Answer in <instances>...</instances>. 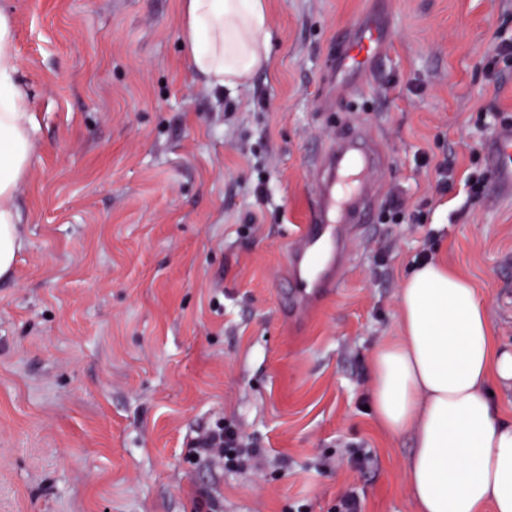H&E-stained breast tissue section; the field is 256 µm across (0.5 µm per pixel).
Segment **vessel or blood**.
Instances as JSON below:
<instances>
[{
  "label": "vessel or blood",
  "instance_id": "b4317fda",
  "mask_svg": "<svg viewBox=\"0 0 512 512\" xmlns=\"http://www.w3.org/2000/svg\"><path fill=\"white\" fill-rule=\"evenodd\" d=\"M386 44L384 25L373 19L340 39L338 52L329 57L328 90L319 103L320 111L334 107L337 82H352L379 65ZM484 153L495 195L512 196V126L497 128L486 139ZM384 166L377 139L356 127L346 129L311 160L310 222L287 255L288 279L295 290L286 305L288 312H295L306 300L326 295L343 277L352 236L360 225L372 221L376 177Z\"/></svg>",
  "mask_w": 512,
  "mask_h": 512
}]
</instances>
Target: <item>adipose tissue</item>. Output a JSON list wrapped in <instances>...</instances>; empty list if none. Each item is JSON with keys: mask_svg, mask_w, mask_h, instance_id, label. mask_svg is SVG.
I'll use <instances>...</instances> for the list:
<instances>
[{"mask_svg": "<svg viewBox=\"0 0 512 512\" xmlns=\"http://www.w3.org/2000/svg\"><path fill=\"white\" fill-rule=\"evenodd\" d=\"M182 40L212 87L246 82L269 60L266 0H182ZM10 16L0 10V278L25 222L17 205L35 131ZM399 333L370 357L372 410L389 436H411L408 494L416 512H512V422L491 382H512L475 288L446 263L413 266L400 293Z\"/></svg>", "mask_w": 512, "mask_h": 512, "instance_id": "1", "label": "adipose tissue"}]
</instances>
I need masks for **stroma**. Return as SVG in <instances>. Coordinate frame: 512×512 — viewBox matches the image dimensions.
I'll list each match as a JSON object with an SVG mask.
<instances>
[{
  "label": "stroma",
  "mask_w": 512,
  "mask_h": 512,
  "mask_svg": "<svg viewBox=\"0 0 512 512\" xmlns=\"http://www.w3.org/2000/svg\"><path fill=\"white\" fill-rule=\"evenodd\" d=\"M14 28L34 149L28 216L0 280V512H414L409 437L370 405L369 360L399 331L424 249L470 281L512 347V197L464 183L512 119V0H267L268 64L208 86L181 0H0ZM384 21L382 64L317 108L337 34ZM369 129L420 223L363 227L352 263L296 321L280 313L290 243L309 217L314 153ZM455 159L439 186L417 156ZM236 421L262 450L229 471L186 455ZM370 456L359 466L356 455Z\"/></svg>",
  "instance_id": "obj_1"
}]
</instances>
